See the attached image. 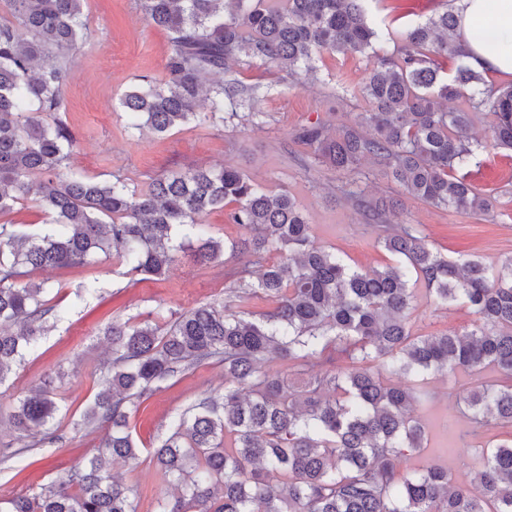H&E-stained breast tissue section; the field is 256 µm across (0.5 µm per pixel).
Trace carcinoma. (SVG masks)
Masks as SVG:
<instances>
[{"label": "carcinoma", "instance_id": "cac0c4a2", "mask_svg": "<svg viewBox=\"0 0 512 512\" xmlns=\"http://www.w3.org/2000/svg\"><path fill=\"white\" fill-rule=\"evenodd\" d=\"M372 2L139 0L146 20L167 32L170 52L163 77L123 96L130 127L164 135L196 120L233 121L262 89L235 77L211 80L234 65L259 61L299 81L324 51L369 52L359 93L370 110L354 123L304 127L298 139L338 171L367 158L414 199L490 214L492 195L453 175L477 146L467 134L471 113L446 104L461 100L491 115L494 146L512 150V86L483 88L464 64L440 76L439 58L466 52L453 8L410 26L393 49H375ZM86 3L0 0L9 14L0 18V384L62 318L42 284L23 282L34 270L86 266L113 250L134 281L164 275L188 251L224 267L233 299L162 324H107L104 386L73 423L77 433L105 430L95 454L57 483L0 498V512H137L134 486L106 463L138 460L133 409L204 363L224 368V394L187 408L158 440L153 462L164 480L183 485L158 499V512H512V435L475 447L482 465L473 489L450 486L437 464L399 470L424 440L407 380L461 368L473 381L464 398L471 435L512 426V255L495 266L453 260L399 227L378 240L393 262L363 272L312 240L288 194L271 196L231 166L171 172L145 186L65 174L77 139L53 114L63 106L69 55L89 42ZM203 97L208 111L198 112ZM33 196L50 220L39 234L20 235L3 217ZM228 205V220L251 232L229 245L204 223ZM227 251L237 256L231 267ZM252 266L261 268L255 282L247 279ZM418 284L443 304L472 309V328L414 335ZM256 299L273 302L262 318L237 311ZM275 359L295 368L298 385L267 368ZM56 396L48 380L17 399L14 442H0V458L64 439Z\"/></svg>", "mask_w": 512, "mask_h": 512}]
</instances>
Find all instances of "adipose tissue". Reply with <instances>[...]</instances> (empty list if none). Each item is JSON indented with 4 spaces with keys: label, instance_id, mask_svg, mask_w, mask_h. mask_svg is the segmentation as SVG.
<instances>
[{
    "label": "adipose tissue",
    "instance_id": "adipose-tissue-1",
    "mask_svg": "<svg viewBox=\"0 0 512 512\" xmlns=\"http://www.w3.org/2000/svg\"><path fill=\"white\" fill-rule=\"evenodd\" d=\"M456 8L466 41V65L478 72L512 75V0H457ZM480 24L487 25L492 45L473 38Z\"/></svg>",
    "mask_w": 512,
    "mask_h": 512
}]
</instances>
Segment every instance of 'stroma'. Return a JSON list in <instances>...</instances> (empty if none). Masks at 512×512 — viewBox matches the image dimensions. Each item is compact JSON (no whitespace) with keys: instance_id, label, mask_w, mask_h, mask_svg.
I'll list each match as a JSON object with an SVG mask.
<instances>
[{"instance_id":"obj_1","label":"stroma","mask_w":512,"mask_h":512,"mask_svg":"<svg viewBox=\"0 0 512 512\" xmlns=\"http://www.w3.org/2000/svg\"><path fill=\"white\" fill-rule=\"evenodd\" d=\"M447 7V0H384L385 22L377 27L376 47L392 48L390 33ZM86 11L91 39L69 58L59 114L78 140L72 174L101 179L119 175L143 185L172 170L235 167L267 193L285 191L293 196L314 241L362 271L390 263L391 256L377 242L379 226L348 198L351 190L384 210L391 227L417 228L431 248L448 258L474 256L494 265L512 253V152L488 147L489 115H474L470 136L484 148L476 160L457 171L478 189L496 196L493 213L483 219L414 200L368 159L352 173H336L311 158L296 140L302 127L318 121H353L367 111L368 104L357 90L371 61L357 53L317 56V79L303 87L259 63L241 68L237 77L243 84L259 81L265 86L255 108L240 109L238 118L228 123L196 121L161 137L147 131L139 134L128 130L120 100L143 78L163 75L168 35L145 21L138 0H88ZM31 279L46 282L49 299L64 314L24 364L0 384V406L10 407L52 373L57 377L58 417L65 426L79 418L103 385L98 368L109 351L102 334L106 323L146 317L164 321L173 313L230 297V284L216 269L197 264L187 255L179 256L162 277L136 283L109 253L99 255L91 266L36 271ZM414 304L411 329L418 336L459 331L474 320L467 306L439 304L422 287L415 290ZM221 373V367L209 364L191 369L131 414L129 425L142 447L140 457L130 464H111L110 469L136 489L138 512H156L158 498L168 489L149 446L186 407L223 392ZM468 386L461 371L414 381L418 401L413 414L425 427V446L401 460V471L436 463L447 468L450 484H471L481 462L466 446L469 425L462 395ZM100 437L97 431L80 432L66 443L37 447L0 462V496L26 494L63 479L85 463Z\"/></svg>"}]
</instances>
